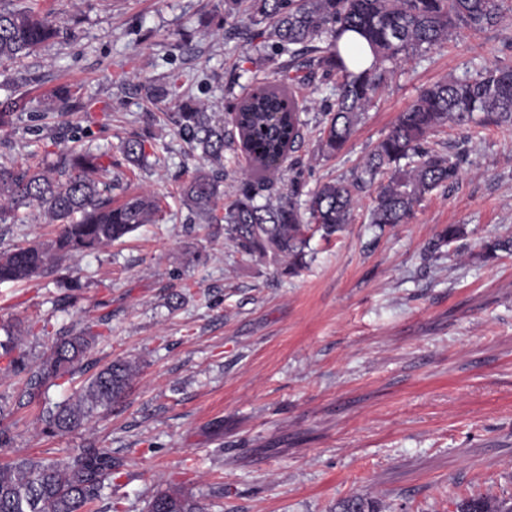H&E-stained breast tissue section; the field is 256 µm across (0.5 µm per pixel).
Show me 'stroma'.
<instances>
[{"label": "stroma", "instance_id": "obj_1", "mask_svg": "<svg viewBox=\"0 0 512 512\" xmlns=\"http://www.w3.org/2000/svg\"><path fill=\"white\" fill-rule=\"evenodd\" d=\"M58 36L0 65V162L33 165L72 147L118 163L129 192L151 191L162 218L72 260L70 270L0 283V338L40 357L53 334L91 327L98 370L135 361L125 398L69 435L40 432V404L12 407L0 462L94 445L126 466L112 485L121 512H146L176 487L209 512H334L361 495L382 512H455L458 497L512 495V126L448 125L435 140L462 159L453 187L414 219L378 230L374 195L351 224L313 238L314 258L288 277L239 253L224 227L190 219L181 186L198 163L175 123L184 105L225 117L244 87L280 78V58L242 38L246 12L224 0H26ZM512 64V27L462 33L404 64L344 148H319L326 87L303 88L308 126L294 157L303 190L351 179L419 90ZM179 82V97L150 87ZM78 106L58 111L65 93ZM151 144L122 165L121 139ZM451 224L465 234L428 259ZM36 208L0 223V247L54 237ZM49 319L48 329L39 322Z\"/></svg>", "mask_w": 512, "mask_h": 512}]
</instances>
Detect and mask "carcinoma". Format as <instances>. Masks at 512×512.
<instances>
[{
    "mask_svg": "<svg viewBox=\"0 0 512 512\" xmlns=\"http://www.w3.org/2000/svg\"><path fill=\"white\" fill-rule=\"evenodd\" d=\"M250 26L239 31L261 41L276 56H288L276 83L252 89L234 109L231 126L249 170L235 198L218 214L224 195V149L232 144L226 123L215 122L200 109L178 113V126L201 167L182 188L192 214L224 225L236 248L284 265L295 275L307 267L309 241L316 233L331 239L350 223L357 205L356 188L387 176L377 186L370 223L380 228L408 224L416 206L434 190L459 179V156L431 145L429 138L450 123L466 124L477 113L483 120L512 123V66L495 65L469 79L442 80L423 88L400 113L391 131L377 143L354 180H332L307 194L298 177L286 189L269 178L284 167L303 138L305 102L296 89L314 81L332 85L325 99L326 122L320 148L339 152L359 124L374 95L386 86L395 67L411 56L448 43L464 31L482 32L500 25L508 0H245ZM353 32L364 39L373 61L355 73L360 61L354 45L341 46ZM57 36L48 18L13 0H0V65L15 64ZM123 160L138 166L148 158L147 140L125 138ZM112 163L89 150L70 149L44 167L16 168L0 164V222L21 207L36 205L60 225L57 236L0 250V282H26L61 270L65 259L118 241L144 224L159 220L160 199L132 195L115 205L111 192L119 179L109 178ZM450 224L429 242L428 251L460 237ZM96 336L71 328L53 338L49 352L31 361L16 337L0 339V375L20 378V399L39 401L57 380L89 366ZM137 372L127 360H114L90 375L71 400L43 407L41 431L64 436L83 427L100 409L122 399ZM123 459L110 448H68L61 457H17L0 463V512H119L120 502H106V491L121 473ZM105 503L104 508L97 507ZM456 512H512V497L470 495L454 502ZM147 512H208L206 505L179 489L153 495ZM336 512H381L371 499L351 496Z\"/></svg>",
    "mask_w": 512,
    "mask_h": 512,
    "instance_id": "cac0c4a2",
    "label": "carcinoma"
}]
</instances>
